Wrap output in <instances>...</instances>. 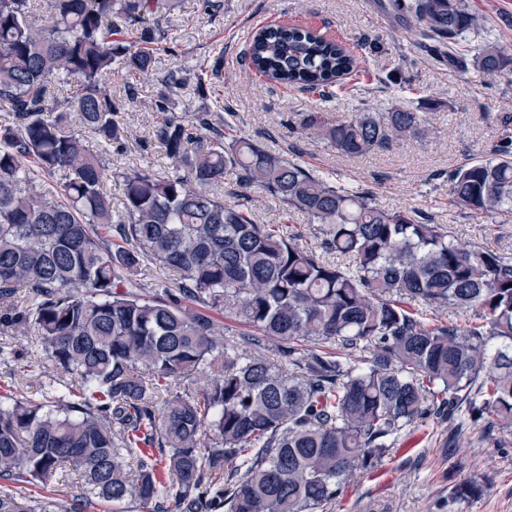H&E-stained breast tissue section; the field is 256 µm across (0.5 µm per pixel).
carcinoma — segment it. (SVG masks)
I'll use <instances>...</instances> for the list:
<instances>
[{
    "instance_id": "carcinoma-1",
    "label": "carcinoma",
    "mask_w": 512,
    "mask_h": 512,
    "mask_svg": "<svg viewBox=\"0 0 512 512\" xmlns=\"http://www.w3.org/2000/svg\"><path fill=\"white\" fill-rule=\"evenodd\" d=\"M0 0V300L32 324L43 359L73 382L39 395L0 394V480L85 478L84 500H138L152 512H322L356 470L392 453L396 435L466 414L512 429V257L465 247L447 228L379 208L367 192L319 178L241 136L205 144V111L167 117L155 136L175 173L136 165L122 208L105 165L54 115L59 106L110 146L121 115L104 81L116 65L152 71L154 0ZM407 33L462 63L459 37L482 18L467 0H389ZM140 27L141 45L117 38ZM268 79L310 92L357 68L346 47L302 27L270 26L247 48ZM474 63L512 72V43ZM53 83L69 87L58 103ZM297 129L344 156L429 134L428 116L395 105ZM61 176L62 182L54 181ZM231 177L317 225L320 244L259 224L244 194L229 205L206 187ZM457 205L512 209V116L491 157L448 171ZM118 237L112 241V237ZM169 280L142 292V268ZM448 311L444 318L441 312ZM245 329L228 341L211 316ZM277 343V359L264 353ZM206 375L193 391L177 385ZM0 512H57L45 496L0 492Z\"/></svg>"
}]
</instances>
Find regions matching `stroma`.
Listing matches in <instances>:
<instances>
[{
  "label": "stroma",
  "instance_id": "1",
  "mask_svg": "<svg viewBox=\"0 0 512 512\" xmlns=\"http://www.w3.org/2000/svg\"><path fill=\"white\" fill-rule=\"evenodd\" d=\"M386 2L157 0L159 39L152 74L142 77L116 68L106 82L123 115L122 146L106 147L94 134L85 136L105 163L113 206L121 204L120 184L133 164L162 177L172 171L153 136L165 116L154 109L163 93L174 117L190 120L210 112L216 134L253 139L316 176L370 193L382 209L426 214L461 243L512 255V211L489 218L448 199L449 170L488 155L502 117L512 116V73L436 58L432 40L414 43L386 11ZM468 2L483 23L463 34V46L477 51L512 42V0ZM270 24L308 27L341 42L359 57V73L325 99L269 82L248 68L244 51L253 32ZM215 67L219 75L198 87V75ZM172 72L186 76V83L166 86L164 79ZM397 104L427 113L432 130L426 138L343 157L291 128L303 113L333 119L363 109L385 112ZM249 204L259 223L283 225L301 233L304 245H318L316 227L306 216L285 212L258 190L251 191ZM56 379L49 367L20 376L16 362L0 359V391L31 396ZM465 481L477 484L479 496L455 497V488ZM80 493L75 476L53 478L45 491L59 512H145L130 500L86 508ZM326 512H512V432L435 419L419 423L397 435L394 451L381 463L358 470Z\"/></svg>",
  "mask_w": 512,
  "mask_h": 512
}]
</instances>
